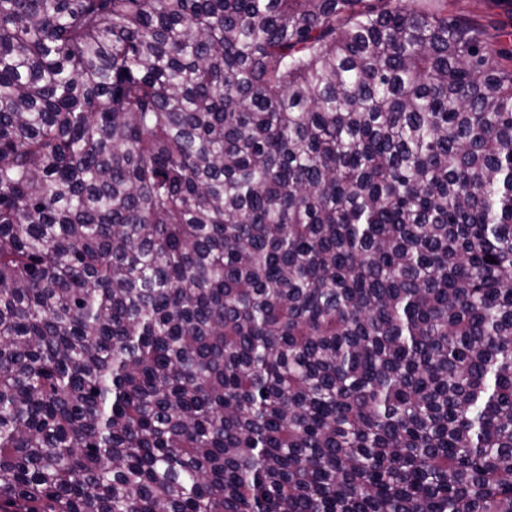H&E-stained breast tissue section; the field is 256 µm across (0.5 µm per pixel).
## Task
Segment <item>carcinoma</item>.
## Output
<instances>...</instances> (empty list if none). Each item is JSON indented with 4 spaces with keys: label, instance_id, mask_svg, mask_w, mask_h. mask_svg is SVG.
<instances>
[{
    "label": "carcinoma",
    "instance_id": "carcinoma-1",
    "mask_svg": "<svg viewBox=\"0 0 512 512\" xmlns=\"http://www.w3.org/2000/svg\"><path fill=\"white\" fill-rule=\"evenodd\" d=\"M0 512H512V48L0 0Z\"/></svg>",
    "mask_w": 512,
    "mask_h": 512
}]
</instances>
